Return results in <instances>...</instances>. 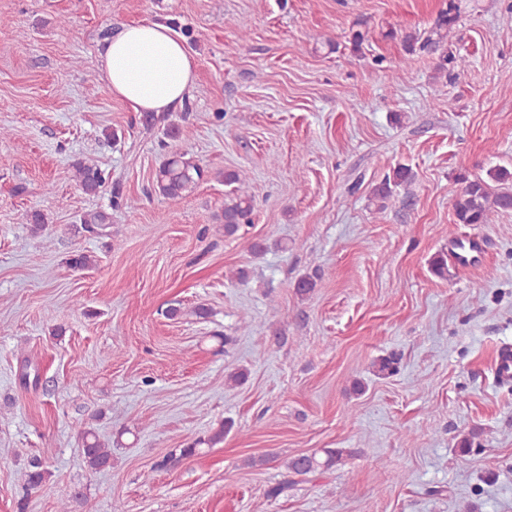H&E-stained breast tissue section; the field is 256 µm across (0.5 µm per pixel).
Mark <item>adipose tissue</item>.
I'll use <instances>...</instances> for the list:
<instances>
[{"mask_svg": "<svg viewBox=\"0 0 512 512\" xmlns=\"http://www.w3.org/2000/svg\"><path fill=\"white\" fill-rule=\"evenodd\" d=\"M97 70L113 95L138 112L161 113L183 105L194 85V62L169 25H125L105 40Z\"/></svg>", "mask_w": 512, "mask_h": 512, "instance_id": "ef3b65f1", "label": "adipose tissue"}]
</instances>
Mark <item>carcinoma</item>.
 I'll return each mask as SVG.
<instances>
[{"label": "carcinoma", "instance_id": "cac0c4a2", "mask_svg": "<svg viewBox=\"0 0 512 512\" xmlns=\"http://www.w3.org/2000/svg\"><path fill=\"white\" fill-rule=\"evenodd\" d=\"M203 168L192 159L179 156H164L155 172L156 189L172 203H178L184 193L203 178ZM76 176L84 191L97 193L109 180V175L98 164L89 160L76 167ZM413 178L411 168L400 166L375 185L373 198L384 201L392 197L395 189ZM494 181L493 187L489 181ZM460 189L455 195L452 208L458 224H488L493 215L512 211V171L504 166L489 171V180L458 177ZM224 184L231 187L224 202V235H236L241 227L251 223L253 210L247 176L236 171L224 173ZM83 229L89 233L104 230L110 225V214L96 211L81 220ZM83 442V460L94 471L106 468L111 452L105 443L90 429L80 431ZM345 450L342 448L324 450V457L315 453L291 458L287 463L289 473L308 475L319 470H329L341 464Z\"/></svg>", "mask_w": 512, "mask_h": 512}]
</instances>
